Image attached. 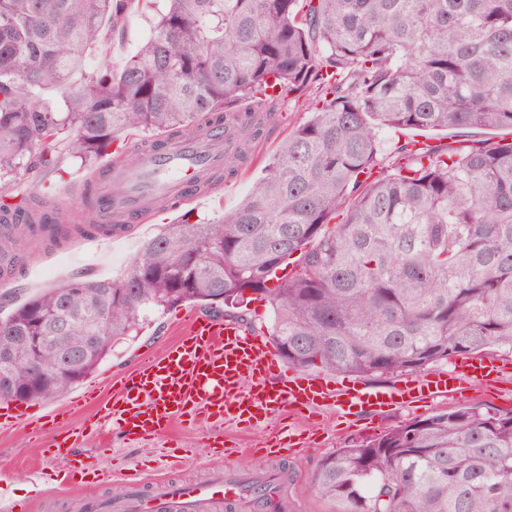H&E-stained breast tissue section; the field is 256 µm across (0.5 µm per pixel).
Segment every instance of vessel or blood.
<instances>
[{
	"mask_svg": "<svg viewBox=\"0 0 512 512\" xmlns=\"http://www.w3.org/2000/svg\"><path fill=\"white\" fill-rule=\"evenodd\" d=\"M232 148L219 122L192 139L155 138L130 164L110 157L86 182L97 189L100 217L119 213L129 223L140 224L151 212L206 196L220 181L224 155ZM178 326L181 341L164 353H145L136 370L118 379L111 401H102L96 383L74 400V407H95L94 429L139 444L161 440L176 420L193 426L206 420L256 429L287 407L312 417L332 408L340 418L355 422L366 414L457 400L472 386L499 380L503 374L494 359L459 355L448 370L406 376L393 385L337 381L287 367L261 335L237 321L194 313L180 317ZM56 419L53 413L0 401V427L25 424L48 457L65 460L57 482L76 489L108 483L109 474L79 452L83 429L72 425L56 436ZM301 444V435L290 429L278 430L265 442L268 450L278 453ZM124 484V500L85 497L77 504L78 512H204L209 505L240 504L244 495L243 480L230 470L202 483L162 478L148 483L134 473L125 475ZM10 487L9 476L1 472L0 512H30L31 502L15 500Z\"/></svg>",
	"mask_w": 512,
	"mask_h": 512,
	"instance_id": "1",
	"label": "vessel or blood"
}]
</instances>
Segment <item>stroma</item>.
I'll return each instance as SVG.
<instances>
[{
  "mask_svg": "<svg viewBox=\"0 0 512 512\" xmlns=\"http://www.w3.org/2000/svg\"><path fill=\"white\" fill-rule=\"evenodd\" d=\"M163 6L162 0H152L151 7L134 6L126 33L123 37L103 41L86 59L85 73H93L109 65H119L134 54L139 46L148 39ZM286 123L271 138L258 137L254 144V155L235 174L226 176L222 187L211 198L182 204L172 211L158 214L145 224L128 225L127 233L116 238L112 243L94 248L73 246L57 253L50 261V268L55 269V281H63L82 276L93 279H115L120 277L135 258L142 243L156 235L162 225L172 224L184 213H191L193 218L217 219L224 212L236 208L250 193L255 179L262 176L267 160L278 150L280 144L290 131L306 122L308 113L300 104L286 105ZM63 162L58 170L47 174H32L12 184L11 193L27 190L39 195L52 196L66 194L65 202L59 203L60 212L66 213L71 224L82 223L85 206L79 197L70 193L77 180L88 174V167L80 165L70 147H63ZM177 312L171 311L154 315L140 336L127 341L116 349L92 374V381L104 380L133 369L140 354L147 348L161 351L174 343L179 330L174 322ZM448 400L426 403L423 406L405 410L396 414L371 417L358 426L340 424L332 410L321 412L317 422H307L303 417H293L289 413L271 417L266 426L246 430L236 426H225L224 435L232 439L237 453L224 460L223 465L238 471L240 476L248 478L260 472H276L288 468L292 481L285 491L288 501L286 512H340V504L318 497L312 490V477L322 458L334 452L336 448L352 439L371 437L382 433L402 421L422 418L434 412L451 408ZM285 425L295 426L307 440V444L298 453L277 462L254 456L253 451L262 447L268 429ZM211 432L209 425L185 427L173 424L170 433L181 441L183 447L194 449L192 460L181 469L173 472L172 477L178 481L201 482L210 474L211 461L206 446ZM82 451L97 464L120 471L136 463L152 459L154 449L149 445L125 446L120 439H113L111 451H102L97 435L87 434ZM42 459L37 448L30 441L26 430L17 426L0 428V470L11 472L13 476L12 493L19 500L27 499L32 490L30 472L40 465Z\"/></svg>",
  "mask_w": 512,
  "mask_h": 512,
  "instance_id": "1",
  "label": "stroma"
}]
</instances>
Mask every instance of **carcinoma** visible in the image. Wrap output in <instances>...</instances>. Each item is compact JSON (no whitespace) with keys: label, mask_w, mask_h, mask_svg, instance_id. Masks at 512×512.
<instances>
[{"label":"carcinoma","mask_w":512,"mask_h":512,"mask_svg":"<svg viewBox=\"0 0 512 512\" xmlns=\"http://www.w3.org/2000/svg\"><path fill=\"white\" fill-rule=\"evenodd\" d=\"M164 2L120 70L76 83L134 0H0V184L55 170L63 142L90 166L122 133L191 138L230 114L234 171L281 103L311 117L224 217L167 224L123 277L72 278L1 317L14 365L0 400L64 394L155 311L238 318L254 297L300 369L377 381L512 354V0ZM463 127L508 137L410 138L380 158L383 130ZM0 213L27 218L1 255L39 232L57 241L24 197L0 194ZM67 352L77 366L56 369ZM313 489L342 512H512V410L458 407L352 440L321 460Z\"/></svg>","instance_id":"carcinoma-1"}]
</instances>
